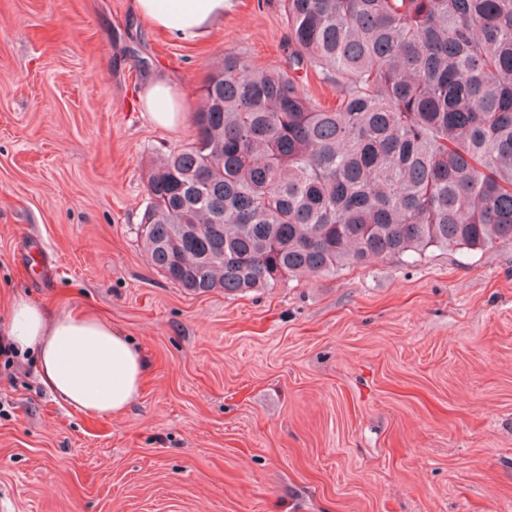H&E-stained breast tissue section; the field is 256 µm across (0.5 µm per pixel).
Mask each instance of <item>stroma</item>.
Returning <instances> with one entry per match:
<instances>
[{
	"label": "stroma",
	"mask_w": 512,
	"mask_h": 512,
	"mask_svg": "<svg viewBox=\"0 0 512 512\" xmlns=\"http://www.w3.org/2000/svg\"><path fill=\"white\" fill-rule=\"evenodd\" d=\"M288 60L283 0L202 42L132 0H0V306L91 310L147 370L123 414L0 361L6 512H512V244L428 249L240 295L191 294L136 239L147 167L192 143L225 55ZM163 74L185 117L153 123ZM141 100L151 121L159 126H174L182 118L183 104L176 85L164 76H154L145 82Z\"/></svg>",
	"instance_id": "obj_1"
}]
</instances>
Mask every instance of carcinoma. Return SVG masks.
Masks as SVG:
<instances>
[{
    "label": "carcinoma",
    "mask_w": 512,
    "mask_h": 512,
    "mask_svg": "<svg viewBox=\"0 0 512 512\" xmlns=\"http://www.w3.org/2000/svg\"><path fill=\"white\" fill-rule=\"evenodd\" d=\"M288 69L234 55L149 168L137 241L194 293L512 244V0H284ZM314 73L336 87L322 106Z\"/></svg>",
    "instance_id": "1"
}]
</instances>
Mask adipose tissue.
<instances>
[{"label":"adipose tissue","mask_w":512,"mask_h":512,"mask_svg":"<svg viewBox=\"0 0 512 512\" xmlns=\"http://www.w3.org/2000/svg\"><path fill=\"white\" fill-rule=\"evenodd\" d=\"M231 0H133L135 13L159 35L182 41L204 38L223 22ZM141 100L151 121L169 127L183 115L177 88L168 78H149ZM5 336L13 348L36 354L40 378L63 403L109 417L139 397L145 362L132 342L92 312L50 313L24 297L13 298Z\"/></svg>","instance_id":"ef3b65f1"}]
</instances>
